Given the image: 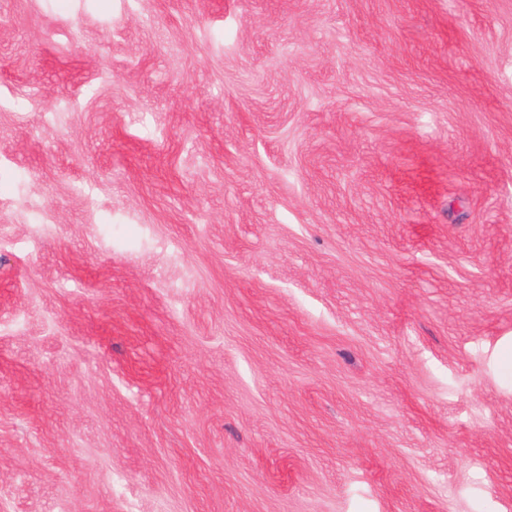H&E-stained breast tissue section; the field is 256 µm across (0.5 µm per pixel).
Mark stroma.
<instances>
[{"label":"stroma","mask_w":512,"mask_h":512,"mask_svg":"<svg viewBox=\"0 0 512 512\" xmlns=\"http://www.w3.org/2000/svg\"><path fill=\"white\" fill-rule=\"evenodd\" d=\"M0 512H512V0H0Z\"/></svg>","instance_id":"obj_1"}]
</instances>
